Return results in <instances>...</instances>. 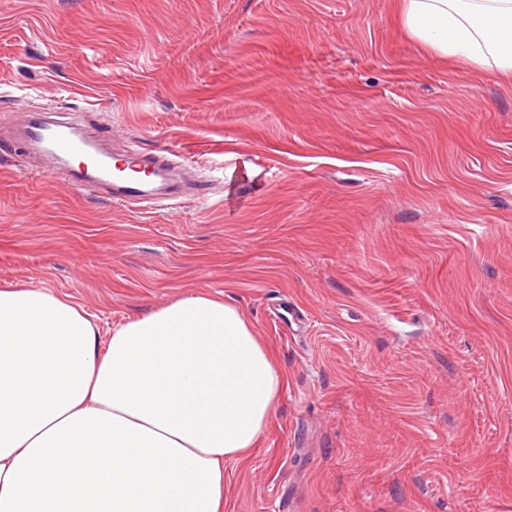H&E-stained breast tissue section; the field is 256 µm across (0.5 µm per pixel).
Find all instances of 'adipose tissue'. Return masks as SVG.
Listing matches in <instances>:
<instances>
[{"label": "adipose tissue", "instance_id": "ef3b65f1", "mask_svg": "<svg viewBox=\"0 0 512 512\" xmlns=\"http://www.w3.org/2000/svg\"><path fill=\"white\" fill-rule=\"evenodd\" d=\"M424 49L512 75V0H399ZM286 376L245 314L196 290L100 337L46 288L0 289V512H224V463Z\"/></svg>", "mask_w": 512, "mask_h": 512}]
</instances>
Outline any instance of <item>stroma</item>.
<instances>
[{
  "label": "stroma",
  "mask_w": 512,
  "mask_h": 512,
  "mask_svg": "<svg viewBox=\"0 0 512 512\" xmlns=\"http://www.w3.org/2000/svg\"><path fill=\"white\" fill-rule=\"evenodd\" d=\"M182 163L128 208L29 115ZM102 334L203 288L287 386L224 512H512V79L395 0H0V287Z\"/></svg>",
  "instance_id": "1"
}]
</instances>
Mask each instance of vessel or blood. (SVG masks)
<instances>
[{
	"label": "vessel or blood",
	"mask_w": 512,
	"mask_h": 512,
	"mask_svg": "<svg viewBox=\"0 0 512 512\" xmlns=\"http://www.w3.org/2000/svg\"><path fill=\"white\" fill-rule=\"evenodd\" d=\"M25 140L54 159L50 175L67 176L86 190H107L113 203L133 207L154 194L140 169L137 149L112 155L79 134L69 120L47 117L28 122Z\"/></svg>",
	"instance_id": "vessel-or-blood-1"
}]
</instances>
